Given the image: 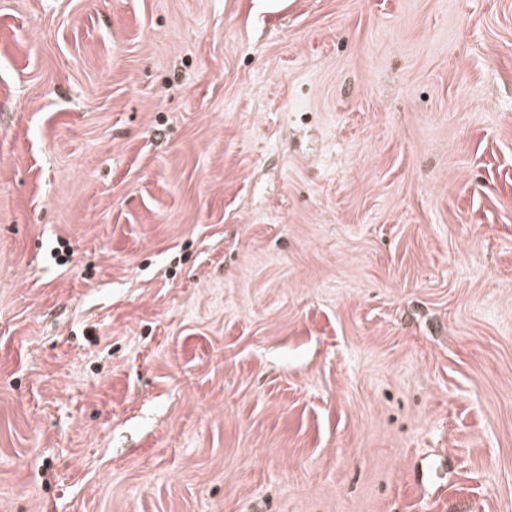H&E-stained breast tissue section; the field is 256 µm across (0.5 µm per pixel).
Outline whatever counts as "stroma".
Returning <instances> with one entry per match:
<instances>
[{
	"instance_id": "stroma-1",
	"label": "stroma",
	"mask_w": 512,
	"mask_h": 512,
	"mask_svg": "<svg viewBox=\"0 0 512 512\" xmlns=\"http://www.w3.org/2000/svg\"><path fill=\"white\" fill-rule=\"evenodd\" d=\"M0 512H512V0H0Z\"/></svg>"
}]
</instances>
